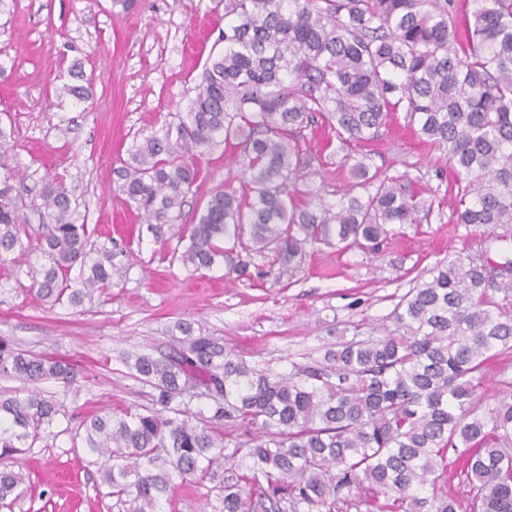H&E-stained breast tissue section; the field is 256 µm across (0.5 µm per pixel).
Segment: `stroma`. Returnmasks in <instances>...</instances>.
<instances>
[{
  "label": "stroma",
  "instance_id": "obj_1",
  "mask_svg": "<svg viewBox=\"0 0 512 512\" xmlns=\"http://www.w3.org/2000/svg\"><path fill=\"white\" fill-rule=\"evenodd\" d=\"M222 0H10L0 10V126L11 128L8 165L24 203L39 202L60 176L93 238L127 243L112 286L77 304H50L27 289L30 251L0 265V337L14 347L60 358L76 371L74 388L40 385L61 414L54 436L21 456L28 492L0 512H124L108 496L94 457L74 438L84 419L103 409L147 404L151 389L130 377L127 351L169 352L178 321L223 337L251 366L289 373L322 360L337 342L391 325L396 303L412 279L449 255L476 247L482 228L454 224L445 190L453 172L444 153L413 135L403 113L391 115L379 137L348 152L326 146L323 128L305 130L301 146L311 166L291 188L302 201L331 197L349 181L351 166L370 155L391 174L408 172L427 220L408 224L379 251L347 252L317 244L292 274L279 275L256 258L259 275L245 280L225 267L193 271L171 258L179 224L224 184L244 186L248 175L223 149L203 156L197 190L179 224H149L115 193L116 169L134 136L149 134L168 114L185 111L209 57L223 52ZM81 85L89 99L62 94ZM215 403L186 400L193 421L213 425L227 448L247 446L243 427L213 422ZM218 480L178 486L172 512H221Z\"/></svg>",
  "mask_w": 512,
  "mask_h": 512
}]
</instances>
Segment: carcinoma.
I'll list each match as a JSON object with an SVG mask.
<instances>
[{
    "instance_id": "obj_1",
    "label": "carcinoma",
    "mask_w": 512,
    "mask_h": 512,
    "mask_svg": "<svg viewBox=\"0 0 512 512\" xmlns=\"http://www.w3.org/2000/svg\"><path fill=\"white\" fill-rule=\"evenodd\" d=\"M221 41L186 111L135 137L118 170L125 200L168 224L200 178V157L241 146L246 188L211 194L178 235L183 264L209 270L221 258L240 279L259 255L291 272L313 243L373 252L395 226L419 223L424 204L407 193L408 173L374 169L366 154L335 202L299 208L288 194L310 166L302 131L322 121L343 149L377 138L392 112L446 152L452 220L486 235L408 289L387 335L340 343L287 375L249 366L184 321L169 353L126 354L131 377L154 390L152 406L83 424L109 494L126 512H164L178 483L213 479L228 463L222 512H335L353 486L363 490L353 506L366 512H458L452 452L474 491L470 512H512V395L476 414L489 362L512 350V251L492 247L512 240V0H467L463 11L455 0H224ZM11 150L0 127V264L26 251L30 229L4 162ZM41 199L45 263L27 271L31 286L55 304L110 287L123 249L90 238L62 186ZM0 377L75 382L64 361L2 339ZM201 388L212 419L256 431L252 446L228 453L210 427L166 416ZM60 414L35 390L0 395V458L55 435ZM242 466L249 474H236ZM22 484L3 466L0 503Z\"/></svg>"
}]
</instances>
